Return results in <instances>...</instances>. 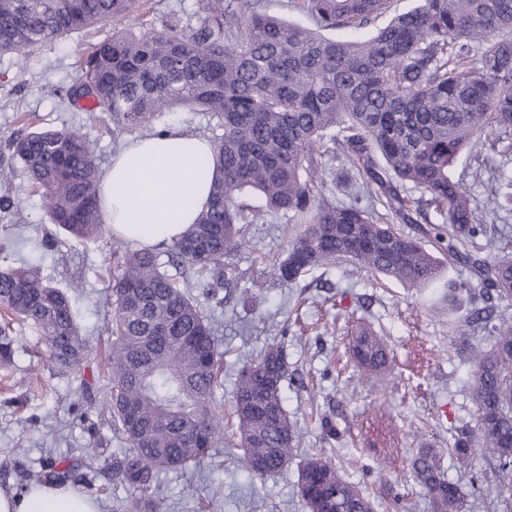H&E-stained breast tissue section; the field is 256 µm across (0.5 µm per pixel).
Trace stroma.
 <instances>
[{"mask_svg":"<svg viewBox=\"0 0 512 512\" xmlns=\"http://www.w3.org/2000/svg\"><path fill=\"white\" fill-rule=\"evenodd\" d=\"M199 4L150 0L147 13L73 31L33 48L28 58L0 56V168L13 171L0 182V197L13 203L0 210V268L35 267L46 283L66 292L92 347L81 370L61 375L41 331L28 322L15 324L14 380L0 381V488L15 495H25L49 449L77 461L84 449L98 448L109 457L122 454L127 443L106 404L110 382L103 363L112 279L122 262L120 241L108 228L84 240L52 224L8 141L43 127L77 129L94 142L100 166H107L126 134L57 96V89L76 78L91 47L111 37L114 28L161 30L174 15L194 12ZM295 230L286 215L265 217L250 225L249 246L224 261V282L232 295L206 303L224 352V386L216 400L231 409L246 355L280 346L288 366L283 405L302 435L301 447L321 449L370 497L376 512H386L396 494L407 512H432L414 481L411 460L420 444L450 447L459 427L475 423L466 393L472 366L455 355L448 334L450 316L465 315L467 304L459 302L448 312L435 303L447 282L469 288L479 282L457 264L419 292L395 282L377 288L370 273L347 262L285 282L274 268L287 257ZM360 322L370 324L392 350L391 375L367 377L347 366L350 332ZM218 451L223 471L205 465L191 479L160 473L167 512H304L297 495L302 456L283 473L261 479L241 469L231 442L221 443ZM483 467L479 454L467 471L450 458L442 460L446 478L467 497L466 512H491L473 487Z\"/></svg>","mask_w":512,"mask_h":512,"instance_id":"35a3bbf8","label":"stroma"}]
</instances>
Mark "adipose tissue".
Instances as JSON below:
<instances>
[{"mask_svg": "<svg viewBox=\"0 0 512 512\" xmlns=\"http://www.w3.org/2000/svg\"><path fill=\"white\" fill-rule=\"evenodd\" d=\"M215 147L181 129L129 139L101 176L102 219L114 237L154 247L180 238L205 206ZM0 512H99L68 486H34L22 498L0 490Z\"/></svg>", "mask_w": 512, "mask_h": 512, "instance_id": "obj_1", "label": "adipose tissue"}]
</instances>
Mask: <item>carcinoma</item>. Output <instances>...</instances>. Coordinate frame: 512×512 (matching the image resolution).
I'll return each mask as SVG.
<instances>
[{
  "mask_svg": "<svg viewBox=\"0 0 512 512\" xmlns=\"http://www.w3.org/2000/svg\"><path fill=\"white\" fill-rule=\"evenodd\" d=\"M139 0H0V55L30 50L91 23L118 21ZM314 27L254 10L253 0H202L163 30H118L93 47L65 89L74 104L92 99L115 129L129 135L167 132L166 117L204 112L215 145L217 174L210 199L192 229L171 245L139 250L125 245L114 280L115 307L107 368L128 452L108 461L93 448L83 465L112 472L133 490L121 512H166L154 485L162 470L189 472L224 438L215 406L224 360L211 316L190 296V277L208 299L216 296L224 258L248 246L244 225L286 214L303 226L276 274L294 281L310 270L350 262L415 291L441 278L444 261L466 266L482 291L467 289L471 309L454 323L452 347L482 333L489 347L471 346L468 396L476 426L454 436L450 455L461 468L480 451L494 509L512 512V321L488 304L512 298L507 235L489 233L487 220L512 216V173L477 154L479 175L495 185L484 209L471 206L466 186L451 175L457 157L483 137L512 159V0H419L364 36L390 0H291ZM354 35L328 38L325 30ZM483 46L481 67L473 48ZM333 128L338 134L326 138ZM22 164L53 223L71 236L95 238L99 164L85 135L47 129L15 136ZM341 160L323 178L322 158ZM350 202L336 200L327 183ZM411 183L421 189L414 197ZM443 218L429 235L439 258L398 224ZM485 240V257L467 247ZM0 366L11 363L13 323L30 321L61 369L80 368L88 342L80 336L68 296L29 266L0 269ZM350 358L365 373L386 374L384 339L365 324L351 334ZM288 375L279 346L266 347L241 370L232 417L240 466L267 477L288 468L299 436L283 406ZM443 451L425 446L411 464L433 512H464L458 486L445 479ZM78 466L51 459L38 483L80 484ZM298 489L305 512H374L372 500L331 460L307 452Z\"/></svg>",
  "mask_w": 512,
  "mask_h": 512,
  "instance_id": "obj_1",
  "label": "carcinoma"
}]
</instances>
